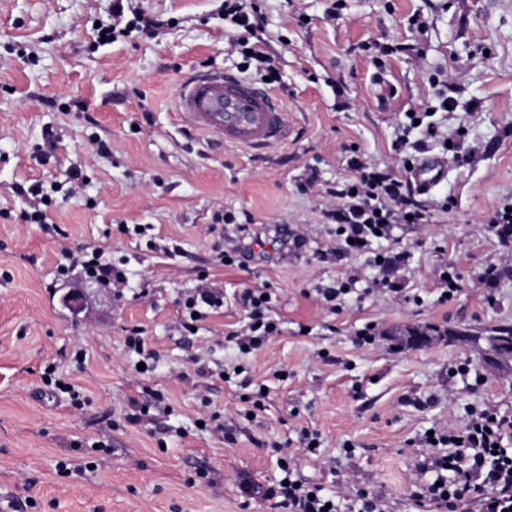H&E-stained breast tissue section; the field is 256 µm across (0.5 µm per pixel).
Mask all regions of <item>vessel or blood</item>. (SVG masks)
I'll return each instance as SVG.
<instances>
[{
  "label": "vessel or blood",
  "instance_id": "1",
  "mask_svg": "<svg viewBox=\"0 0 512 512\" xmlns=\"http://www.w3.org/2000/svg\"><path fill=\"white\" fill-rule=\"evenodd\" d=\"M177 108L200 133L225 146L259 151L288 136L279 99L250 80L221 71L197 73L177 90Z\"/></svg>",
  "mask_w": 512,
  "mask_h": 512
}]
</instances>
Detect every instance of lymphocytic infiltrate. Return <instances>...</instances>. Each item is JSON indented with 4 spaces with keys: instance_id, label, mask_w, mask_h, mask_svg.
I'll use <instances>...</instances> for the list:
<instances>
[{
    "instance_id": "1",
    "label": "lymphocytic infiltrate",
    "mask_w": 512,
    "mask_h": 512,
    "mask_svg": "<svg viewBox=\"0 0 512 512\" xmlns=\"http://www.w3.org/2000/svg\"><path fill=\"white\" fill-rule=\"evenodd\" d=\"M348 166L352 178L332 190L334 208L327 219L336 225L339 250L359 254L378 236H389L394 225L413 221L425 223L426 210L415 185L381 170L361 156H352ZM71 267L80 268L85 278L108 288L127 282L125 269L115 265L105 250L95 248L70 256ZM270 294L265 288H248L240 295L248 323L244 331L229 333L241 353L259 350L270 338L279 335L278 322L270 314ZM425 454L417 464L414 497L429 502L440 512H457L460 502L471 500L479 512H512V413L488 405L473 411L463 427L434 431L419 441ZM318 448L316 434L304 433L302 445L284 449L279 459L284 474L281 483L269 486L267 497L279 499L285 512H341L321 487L296 478L301 457Z\"/></svg>"
}]
</instances>
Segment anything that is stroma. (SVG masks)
<instances>
[{
	"label": "stroma",
	"mask_w": 512,
	"mask_h": 512,
	"mask_svg": "<svg viewBox=\"0 0 512 512\" xmlns=\"http://www.w3.org/2000/svg\"><path fill=\"white\" fill-rule=\"evenodd\" d=\"M252 2L288 123L260 154L201 135L176 108L196 72L261 80L224 0H128L165 27L105 45L95 26L113 0H0V512H278L262 494L282 476L274 447H299L305 429L319 447L298 474L344 512L361 491L391 512H433L412 497L417 440L488 404L512 410V359L493 366L468 340L512 327V264L488 222L512 204V0H342L334 13L330 0ZM353 146L410 182L426 162L441 173L421 196L427 223L339 256L323 213ZM39 208L48 227L22 222ZM228 211L263 240L234 267L217 261L235 238ZM279 226L306 244L283 252ZM97 246L125 267L123 294L60 274L67 254ZM385 252L406 259L384 272L373 259ZM449 265L461 280L442 304ZM495 265L489 303L474 274ZM204 278L224 306L190 332L183 301ZM344 280L341 313L323 309L317 289ZM260 285L281 333L245 355L226 336L246 323L240 293ZM368 324L376 339L358 344ZM135 326L155 355L144 373L124 346ZM414 330L429 342L407 347ZM262 386L263 410L246 415L242 395ZM136 402L149 411L132 424Z\"/></svg>",
	"instance_id": "1"
}]
</instances>
